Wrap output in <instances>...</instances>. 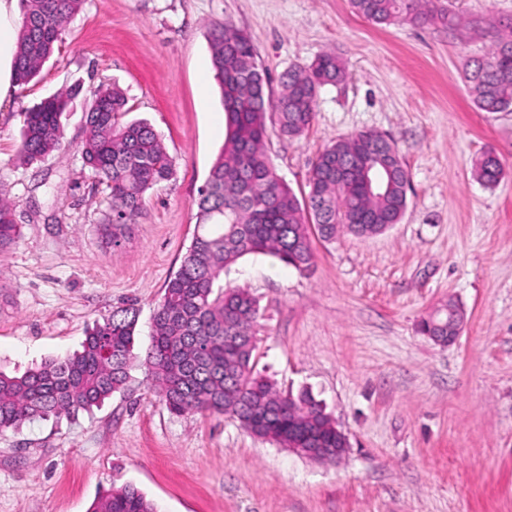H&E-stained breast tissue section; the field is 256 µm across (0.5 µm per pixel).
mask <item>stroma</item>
<instances>
[{
  "label": "stroma",
  "instance_id": "1",
  "mask_svg": "<svg viewBox=\"0 0 512 512\" xmlns=\"http://www.w3.org/2000/svg\"><path fill=\"white\" fill-rule=\"evenodd\" d=\"M441 3L453 22L419 27L373 24L349 0H85L39 77L0 105V197L20 230L0 253V369L70 355L129 306L145 355L224 145L212 23L243 31L274 83L324 52L345 66L301 136L266 117L267 152L297 198L319 152L374 130L408 167V208L374 237H313L306 272L249 254L224 276L259 302L256 372L312 389L348 438L341 460L301 457L222 415H173L136 366L92 413L0 432V512H88L125 484L161 512H512V111H480L463 79L512 22V0ZM101 83L124 91L126 121L150 122L176 170L117 248L99 233L107 194L81 158ZM67 88L79 94L62 147L20 165V112ZM488 150L504 170L494 186L472 176ZM450 299L465 320L442 346L419 324Z\"/></svg>",
  "mask_w": 512,
  "mask_h": 512
}]
</instances>
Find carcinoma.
Segmentation results:
<instances>
[{
	"instance_id": "cac0c4a2",
	"label": "carcinoma",
	"mask_w": 512,
	"mask_h": 512,
	"mask_svg": "<svg viewBox=\"0 0 512 512\" xmlns=\"http://www.w3.org/2000/svg\"><path fill=\"white\" fill-rule=\"evenodd\" d=\"M13 60L16 86L39 76L63 42L69 19L84 0H21ZM353 10L376 24L423 26L448 14L434 0H350ZM212 65L221 88L226 120L224 149L209 170L198 201V229L179 269L167 281L153 316V335L143 366L168 411L227 415L249 433L283 448H328L321 462L345 453L346 435L321 400L303 388L279 391L254 372L257 300L246 289L224 285L226 272L248 254H266L299 271L314 263L310 230L327 242L345 231L368 238L399 223L407 208L410 175L390 139L359 132L318 154L300 200L277 175L266 149V115L279 131L302 135L315 118L316 97L325 85L343 80L336 55L291 67L270 88L250 39L230 23L209 28ZM476 106L485 112L512 108V23L466 73ZM78 94L66 89L20 114L19 161L32 165L60 149L62 118ZM123 91L101 84L85 112L83 165L105 186L109 213L100 223L105 243L122 245L137 223L146 194L175 176V165L160 135L145 120L125 123ZM503 173L498 158L483 153L474 175L495 184ZM15 204L0 198V252L19 236ZM463 318L448 301L420 322V332L448 335V318ZM136 315L117 309L88 330L81 350L49 359L20 375L0 371V432L36 419L89 412L130 379L135 358ZM90 512H158L136 487H114L93 502Z\"/></svg>"
}]
</instances>
